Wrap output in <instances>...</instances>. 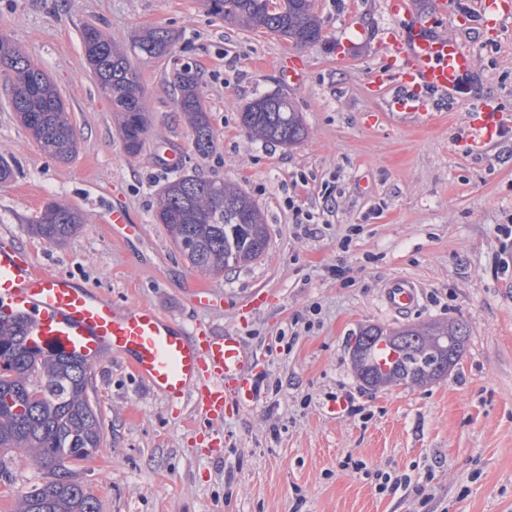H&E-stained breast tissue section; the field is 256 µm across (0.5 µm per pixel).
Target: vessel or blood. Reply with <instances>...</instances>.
Wrapping results in <instances>:
<instances>
[{
    "instance_id": "obj_1",
    "label": "vessel or blood",
    "mask_w": 512,
    "mask_h": 512,
    "mask_svg": "<svg viewBox=\"0 0 512 512\" xmlns=\"http://www.w3.org/2000/svg\"><path fill=\"white\" fill-rule=\"evenodd\" d=\"M385 11L392 22L382 46L387 68L373 72L368 85L387 91L391 113L425 125L434 110L451 100L464 110L465 131L476 151L497 142L506 129L504 112L495 102L471 106L462 83L472 58L458 42L436 33L448 16L447 0H434V10L426 16L415 12L412 0H385ZM107 222L116 238L134 230L122 206L112 207ZM384 299L392 310L407 311L418 300L417 286L406 278L393 280ZM15 314L30 319L35 342L62 346L91 361L104 353L121 357L169 400L192 397L210 420L243 410L256 398V357L240 337L186 330L148 303L113 305L67 276L38 271L25 249L1 238L0 318Z\"/></svg>"
}]
</instances>
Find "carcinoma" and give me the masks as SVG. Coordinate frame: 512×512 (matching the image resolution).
<instances>
[{
  "label": "carcinoma",
  "mask_w": 512,
  "mask_h": 512,
  "mask_svg": "<svg viewBox=\"0 0 512 512\" xmlns=\"http://www.w3.org/2000/svg\"><path fill=\"white\" fill-rule=\"evenodd\" d=\"M210 9L224 21L270 32L296 46L319 41L321 26L315 0H209ZM175 34L163 27L137 36L140 52L149 58L171 53ZM86 59L100 92L120 115L125 150L138 155L150 130L143 89L136 71L103 34L87 42ZM0 64L12 70L26 93L11 100L18 117L41 148L61 162L76 152L68 112L49 77L9 39L0 40ZM176 106L187 116L195 150L206 158L216 148L210 112L200 93L199 74L185 67L174 74ZM249 136L290 148L305 138L302 117L282 95H263L249 102L240 115ZM154 220L165 225L172 241L192 269L201 272L232 270L259 258L268 245V228L256 203L239 188L219 178L183 175L158 192ZM83 218L63 204L45 205L31 234L48 243L73 236ZM422 337L415 345L403 337ZM396 344V357L386 367L377 365L376 338ZM467 326L454 320L395 330L370 325L355 337L353 359L358 378L371 389L422 386L446 376L458 365ZM0 451L27 448L45 469V480L20 501L18 512H99L98 502L75 480L64 464L86 461L102 443L97 409L87 398L89 362L62 348H44L30 340L29 323L19 316L0 319ZM39 397L28 400L32 388Z\"/></svg>",
  "instance_id": "cac0c4a2"
}]
</instances>
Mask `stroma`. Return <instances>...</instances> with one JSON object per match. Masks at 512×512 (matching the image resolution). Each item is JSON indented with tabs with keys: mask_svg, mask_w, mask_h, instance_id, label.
<instances>
[{
	"mask_svg": "<svg viewBox=\"0 0 512 512\" xmlns=\"http://www.w3.org/2000/svg\"><path fill=\"white\" fill-rule=\"evenodd\" d=\"M315 6L322 37L295 46L226 25L203 0H0V33L55 83L78 140L69 162L45 154L12 111L14 74L0 67V159L14 170L0 184V237L24 247L39 270L117 305L147 302L184 327L234 333L260 360L256 403L217 423L192 403H169L122 359L93 361L88 392L102 445L72 469L100 512H512V267L500 262L497 232L512 225V132L473 154L453 109L420 128L385 116L365 83L384 63L383 0ZM87 24L123 48L139 76L151 120L139 155L125 151L88 66ZM153 27L179 34L170 55L135 47L134 35ZM436 32L471 55V99H497L512 113V17L487 33L449 20ZM284 57L306 69L301 85L282 81ZM188 64L201 73L218 139L206 158L193 149L171 86ZM268 93L301 113L299 145L266 144L242 127L244 107ZM183 174L250 195L267 220L266 253L228 274L188 267L153 219L159 188ZM118 200L141 236L113 240L107 209ZM50 202L83 217L61 244L28 230ZM300 212L309 222L298 223ZM400 277L418 285L419 300L396 314L383 293ZM259 291L269 302L240 318ZM448 319L465 322L468 336L447 376L378 391L358 379L351 338L362 328ZM349 396L362 413L337 411ZM376 468L428 482L431 498L378 493ZM9 473L0 512H16L44 478L22 451Z\"/></svg>",
	"mask_w": 512,
	"mask_h": 512,
	"instance_id": "obj_1",
	"label": "stroma"
}]
</instances>
